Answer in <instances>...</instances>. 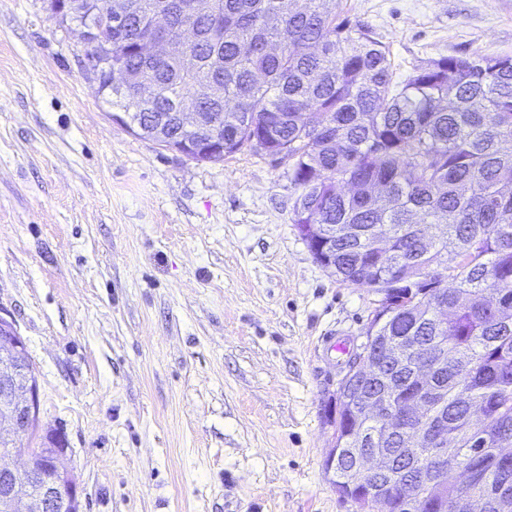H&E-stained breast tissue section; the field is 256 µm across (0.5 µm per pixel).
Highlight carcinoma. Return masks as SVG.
<instances>
[{
	"label": "carcinoma",
	"mask_w": 512,
	"mask_h": 512,
	"mask_svg": "<svg viewBox=\"0 0 512 512\" xmlns=\"http://www.w3.org/2000/svg\"><path fill=\"white\" fill-rule=\"evenodd\" d=\"M126 24L98 43L99 92L125 112L164 114L212 81L221 97L199 111L223 114L224 154L244 148L288 163L301 189L293 223L318 224L341 282L387 288L428 277L448 302L437 315L425 297L400 301L375 332L399 361L350 392L337 427L350 448L390 454L389 474L419 471L435 452L471 471V482L442 486L448 504L483 500L501 512L512 498V55H448L421 61L400 83L386 46L369 27L336 16L335 0H214L196 13L190 0H135ZM194 33L167 61L134 44L155 18ZM153 83L135 94L133 76ZM454 265H448V261ZM431 363L432 414L442 440L406 439L366 408L402 409L421 353Z\"/></svg>",
	"instance_id": "cac0c4a2"
}]
</instances>
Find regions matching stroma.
I'll use <instances>...</instances> for the list:
<instances>
[{"mask_svg": "<svg viewBox=\"0 0 512 512\" xmlns=\"http://www.w3.org/2000/svg\"><path fill=\"white\" fill-rule=\"evenodd\" d=\"M397 79L512 55V0H335ZM46 0H0V317L82 512H350L325 461L344 358L379 296L293 226L287 163L196 161L129 130Z\"/></svg>", "mask_w": 512, "mask_h": 512, "instance_id": "1", "label": "stroma"}]
</instances>
